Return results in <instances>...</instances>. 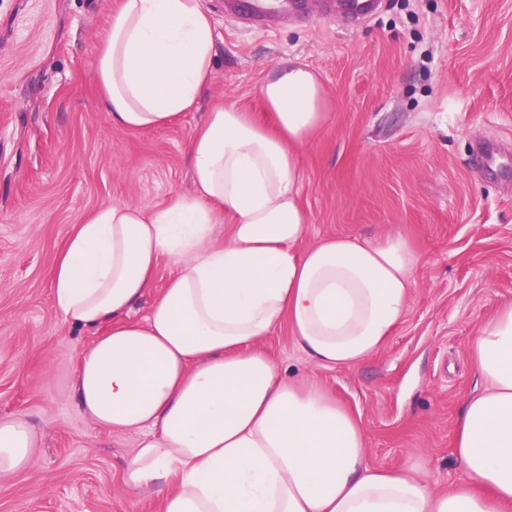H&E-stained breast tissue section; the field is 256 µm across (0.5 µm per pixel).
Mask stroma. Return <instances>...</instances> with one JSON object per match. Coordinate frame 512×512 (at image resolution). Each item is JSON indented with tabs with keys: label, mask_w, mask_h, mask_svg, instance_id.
<instances>
[{
	"label": "stroma",
	"mask_w": 512,
	"mask_h": 512,
	"mask_svg": "<svg viewBox=\"0 0 512 512\" xmlns=\"http://www.w3.org/2000/svg\"><path fill=\"white\" fill-rule=\"evenodd\" d=\"M203 2L217 41L198 110L129 132L92 71L120 0H0V418L40 437L0 478V512H158L122 488L134 437L76 408L93 336L56 312L52 268L83 215L189 192L196 125L227 104L262 113L259 82L287 58L320 72L332 112L300 156L308 241L400 235L420 263L403 321L363 364L315 368L283 326L260 347L361 416L371 466L415 465L439 489L459 476L455 424L481 384L472 338L512 304V0H379L357 19L304 0L267 26Z\"/></svg>",
	"instance_id": "obj_1"
}]
</instances>
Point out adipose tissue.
<instances>
[{
  "mask_svg": "<svg viewBox=\"0 0 512 512\" xmlns=\"http://www.w3.org/2000/svg\"><path fill=\"white\" fill-rule=\"evenodd\" d=\"M214 48L202 0H121L94 60L112 126L152 130L193 111ZM258 93L273 127L233 105L210 112L187 142L191 193L96 210L52 269L56 310L94 335L77 409L137 437L126 491L161 512H512V305L473 340L483 387L456 424L460 477L445 490L412 467L370 466L362 419L260 349L284 325L314 366L362 364L402 322L419 257L400 237L307 242L299 155L332 118L325 88L288 59ZM163 259L167 286L135 317ZM36 443L25 416L0 420V476Z\"/></svg>",
  "mask_w": 512,
  "mask_h": 512,
  "instance_id": "adipose-tissue-1",
  "label": "adipose tissue"
}]
</instances>
